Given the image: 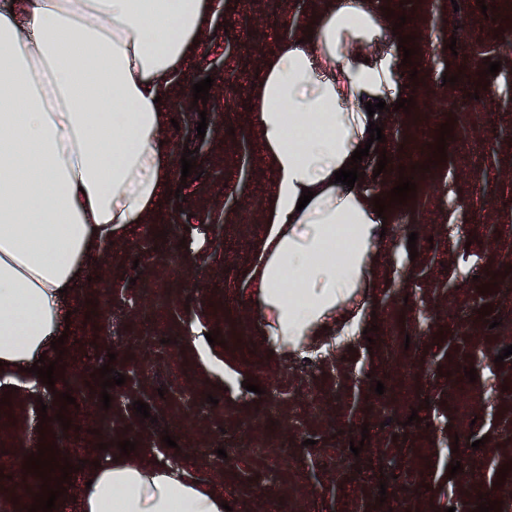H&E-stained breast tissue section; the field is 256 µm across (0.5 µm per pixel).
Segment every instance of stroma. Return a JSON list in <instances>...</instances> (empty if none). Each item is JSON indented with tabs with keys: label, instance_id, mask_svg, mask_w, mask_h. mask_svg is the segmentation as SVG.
Returning a JSON list of instances; mask_svg holds the SVG:
<instances>
[{
	"label": "stroma",
	"instance_id": "1",
	"mask_svg": "<svg viewBox=\"0 0 512 512\" xmlns=\"http://www.w3.org/2000/svg\"><path fill=\"white\" fill-rule=\"evenodd\" d=\"M371 3L405 16L389 37L412 36L416 50L400 68L414 104L382 112L385 152L363 160L369 196L402 176L416 185L386 210L371 288L301 347L267 336L255 270L277 174L252 125V90L325 0H224L176 77L212 78L206 107L179 93L165 102L164 138L176 154L196 149L202 175L167 191L152 223L102 245L89 279L63 299L71 317L54 386L23 374L29 393L0 403V512L35 501L15 459L39 431L75 469L55 512H81L82 462L120 457L123 440L136 444L131 459L182 467L233 512H475L484 500L512 512V356L495 361L512 345V0ZM488 60L500 62L497 75L486 74ZM444 123L447 157L433 167ZM403 145L420 168H403ZM211 331L220 344L209 345ZM107 363L126 382L107 390L105 410L97 372ZM65 392L73 404H60ZM138 400L151 420L135 414ZM456 461L463 470L449 475Z\"/></svg>",
	"mask_w": 512,
	"mask_h": 512
}]
</instances>
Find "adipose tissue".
<instances>
[{
    "label": "adipose tissue",
    "mask_w": 512,
    "mask_h": 512,
    "mask_svg": "<svg viewBox=\"0 0 512 512\" xmlns=\"http://www.w3.org/2000/svg\"><path fill=\"white\" fill-rule=\"evenodd\" d=\"M223 0H0V386L52 357L61 291L119 229L149 223L175 180L161 99ZM389 20L328 0L312 39L285 41L254 88L252 124L277 173L256 271L267 333L295 346L368 285L380 220L334 173L368 138L365 104L402 92L390 57H361ZM313 193L305 208L302 190ZM81 512H224L171 465L108 460Z\"/></svg>",
    "instance_id": "obj_1"
}]
</instances>
